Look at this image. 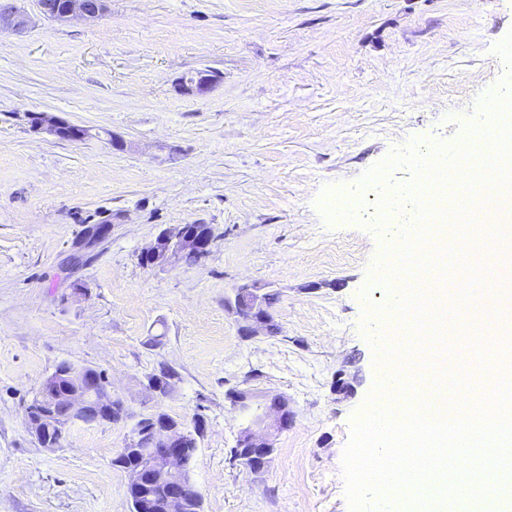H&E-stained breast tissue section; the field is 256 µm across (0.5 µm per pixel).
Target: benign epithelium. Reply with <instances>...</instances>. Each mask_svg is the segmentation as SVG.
Instances as JSON below:
<instances>
[{"label":"benign epithelium","mask_w":512,"mask_h":512,"mask_svg":"<svg viewBox=\"0 0 512 512\" xmlns=\"http://www.w3.org/2000/svg\"><path fill=\"white\" fill-rule=\"evenodd\" d=\"M108 0H52L40 4L42 14L55 21H68L80 17L97 21L108 11ZM30 18L14 0L0 5V31L22 30ZM216 77L210 70L197 71L180 82V89L188 94H202L210 90ZM24 118L32 128L44 130L57 138L66 135L72 142H84L92 137L90 129L71 124L49 112H26ZM214 244L212 235L197 236L185 224L167 227L154 241L139 253L140 263L149 269H164L184 263L186 255L206 258ZM239 330L247 337L267 332L266 323L254 316L260 298L258 290L244 283L235 291ZM172 379L153 374L147 378L146 388L157 399H163L172 390ZM114 400L107 384L100 385L85 375L82 368L64 364V368L48 375L34 402L26 407L25 421L36 442L47 449L60 446L68 428L77 421L134 424L126 444L127 449L143 453L139 466L125 470L127 496L135 503L136 512H186L191 502L199 498L192 483L186 479L191 469L195 449L187 447L194 426L184 422L172 423L164 418L165 411L158 409L153 418L161 419L149 433L140 430L139 419L123 414L113 419L109 405ZM230 402L244 417L245 426L239 431L234 457L240 462L250 461L253 455L246 452L256 448L269 459L274 451V437L288 428L291 415L288 400L274 397L261 403L248 389H239L231 395Z\"/></svg>","instance_id":"7a95c632"}]
</instances>
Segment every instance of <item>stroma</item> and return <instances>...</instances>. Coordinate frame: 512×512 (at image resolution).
<instances>
[{
  "label": "stroma",
  "mask_w": 512,
  "mask_h": 512,
  "mask_svg": "<svg viewBox=\"0 0 512 512\" xmlns=\"http://www.w3.org/2000/svg\"><path fill=\"white\" fill-rule=\"evenodd\" d=\"M21 6L29 28L0 34V512H130L112 465L128 427L77 422L52 450L25 429V405L63 361L103 371L134 413L203 415V512H350L342 459L376 385L371 339L398 322L377 277L416 218L410 205L386 224L378 206L435 195L423 180L434 150L512 125V0H109L102 19L64 23L39 0ZM199 70L218 82L181 93ZM24 112L97 136L60 140ZM340 196L363 219H340ZM461 200L490 221L444 281L460 306L444 364L472 384L448 398L473 407L496 361L469 344L490 306L461 293L463 265L512 297L499 266L512 210L485 181L454 180L443 203ZM89 224L112 231L86 250ZM177 224L212 227L208 258L140 266ZM245 281L278 293L277 335L243 337L225 311ZM162 364L177 379L159 403L144 383ZM231 388L294 410L262 474L230 456Z\"/></svg>",
  "instance_id": "35a3bbf8"
}]
</instances>
